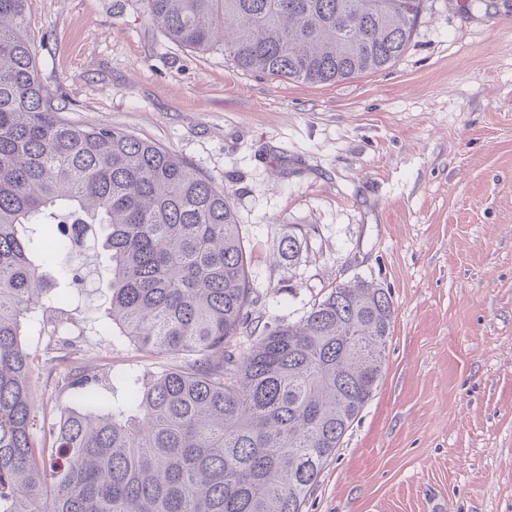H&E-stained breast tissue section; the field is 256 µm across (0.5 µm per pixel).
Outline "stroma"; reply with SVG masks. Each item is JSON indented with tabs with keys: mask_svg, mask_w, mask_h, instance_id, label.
Returning a JSON list of instances; mask_svg holds the SVG:
<instances>
[{
	"mask_svg": "<svg viewBox=\"0 0 512 512\" xmlns=\"http://www.w3.org/2000/svg\"><path fill=\"white\" fill-rule=\"evenodd\" d=\"M38 80L63 116L192 164L231 195L252 252L256 317L299 320L334 284L387 288L382 378L305 512H512V0H426L389 68L331 84L239 68L172 43L141 0H28ZM302 251L278 253L286 224ZM93 288L44 273L72 318L26 325L52 425L74 370L123 399L131 376L185 365L112 335L110 259L88 232Z\"/></svg>",
	"mask_w": 512,
	"mask_h": 512,
	"instance_id": "1",
	"label": "stroma"
}]
</instances>
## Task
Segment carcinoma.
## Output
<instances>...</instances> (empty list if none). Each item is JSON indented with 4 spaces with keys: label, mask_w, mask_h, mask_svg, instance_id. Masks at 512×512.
I'll return each instance as SVG.
<instances>
[{
    "label": "carcinoma",
    "mask_w": 512,
    "mask_h": 512,
    "mask_svg": "<svg viewBox=\"0 0 512 512\" xmlns=\"http://www.w3.org/2000/svg\"><path fill=\"white\" fill-rule=\"evenodd\" d=\"M425 0H144L174 42L220 44L238 67L336 83L393 65ZM28 0H0V512H305L371 400L394 304L359 277L297 322L250 332L251 249L228 193L191 164L109 126L67 121L42 92ZM59 236L37 244L32 226ZM103 230L112 335L190 355L121 403L66 379L76 404L36 437L24 322L67 307L41 267ZM301 243L283 236V260Z\"/></svg>",
    "instance_id": "cac0c4a2"
}]
</instances>
